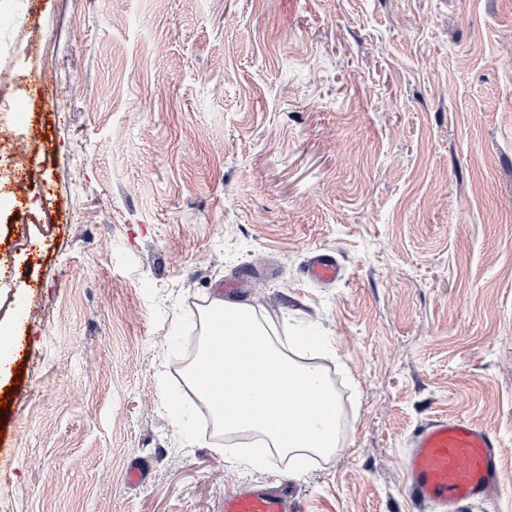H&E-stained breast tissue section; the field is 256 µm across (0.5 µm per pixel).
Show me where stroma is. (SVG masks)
<instances>
[{
    "instance_id": "stroma-1",
    "label": "stroma",
    "mask_w": 512,
    "mask_h": 512,
    "mask_svg": "<svg viewBox=\"0 0 512 512\" xmlns=\"http://www.w3.org/2000/svg\"><path fill=\"white\" fill-rule=\"evenodd\" d=\"M0 78L43 177L0 194V512H428L445 418L500 441L464 512H512V0H0ZM218 297L333 341L336 453L253 468L197 406ZM339 272L337 263L326 255L314 256L306 268L307 277L318 283L334 281ZM298 501L282 489L255 485L224 496V512H299Z\"/></svg>"
}]
</instances>
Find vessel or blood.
<instances>
[{
  "label": "vessel or blood",
  "instance_id": "vessel-or-blood-1",
  "mask_svg": "<svg viewBox=\"0 0 512 512\" xmlns=\"http://www.w3.org/2000/svg\"><path fill=\"white\" fill-rule=\"evenodd\" d=\"M339 272L325 255L314 256L306 268L318 283L334 281ZM498 447L491 432L461 419L422 426L404 462L409 498L437 512H461L465 503L492 495L499 486ZM224 512H300V506L282 489L255 485L225 495Z\"/></svg>",
  "mask_w": 512,
  "mask_h": 512
}]
</instances>
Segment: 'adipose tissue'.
Returning a JSON list of instances; mask_svg holds the SVG:
<instances>
[{
    "mask_svg": "<svg viewBox=\"0 0 512 512\" xmlns=\"http://www.w3.org/2000/svg\"><path fill=\"white\" fill-rule=\"evenodd\" d=\"M203 335L199 363L207 379L197 389L225 432L258 434L299 468L310 454L335 452L336 391L320 367L294 358L327 349V337L275 335L251 306L224 299L205 308Z\"/></svg>",
    "mask_w": 512,
    "mask_h": 512,
    "instance_id": "adipose-tissue-1",
    "label": "adipose tissue"
}]
</instances>
